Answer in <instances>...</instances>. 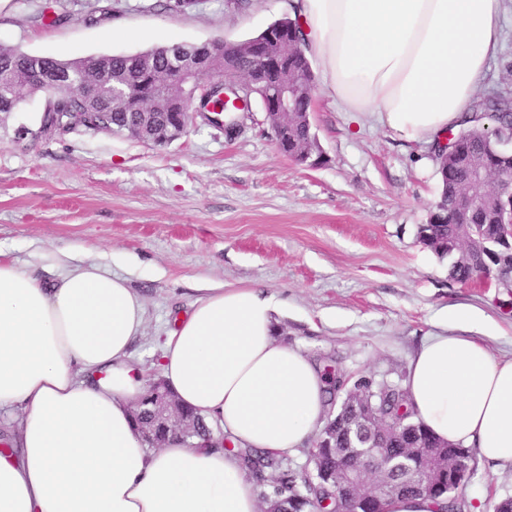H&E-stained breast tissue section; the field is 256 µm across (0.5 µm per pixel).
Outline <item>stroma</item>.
I'll return each instance as SVG.
<instances>
[{"label":"stroma","instance_id":"obj_1","mask_svg":"<svg viewBox=\"0 0 512 512\" xmlns=\"http://www.w3.org/2000/svg\"><path fill=\"white\" fill-rule=\"evenodd\" d=\"M106 16L89 20L94 3ZM45 0H0V44L34 56L72 59L148 48L246 41L287 14L288 0H192L178 11L158 0H67L69 17L43 18ZM502 47L478 99L512 97V0ZM44 95L0 114V250L41 280L55 269L40 254L91 253L145 304L132 360L151 365L175 315L210 288H259L281 302L276 336L332 377L403 384L422 340L466 334L512 358V288L461 284L420 241L440 195L433 148L404 144L315 93L309 119L325 157L309 168L282 153L260 100L240 129L196 121L157 146L108 132L19 140ZM463 308L481 311L461 323ZM455 495L463 512H493L512 498V469L479 458Z\"/></svg>","mask_w":512,"mask_h":512}]
</instances>
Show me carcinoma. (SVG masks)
<instances>
[{
	"label": "carcinoma",
	"mask_w": 512,
	"mask_h": 512,
	"mask_svg": "<svg viewBox=\"0 0 512 512\" xmlns=\"http://www.w3.org/2000/svg\"><path fill=\"white\" fill-rule=\"evenodd\" d=\"M170 50L158 47L132 55L98 56L62 60L52 57H34L8 46L0 47V112H10L14 104L25 95L46 93V81L54 83L57 91L50 93L48 111L57 120H72L85 116L87 112L97 113L98 120L112 127L114 133H126L134 113L146 112L157 134L178 122V114L169 110L163 100L155 94L168 76L167 58ZM476 113L472 114L475 124L460 131L464 139L460 154L464 159L475 153L481 155L489 167V178L493 187H485L489 202L472 210L469 224H493L497 221V185L512 179V153L503 149L504 143L512 140V102L501 95L479 101ZM309 103L297 104L299 121L292 126V151L294 156L304 151L306 145L315 140L312 128L305 122L304 112ZM441 180V193L433 213L438 223L426 228L430 237L420 236L423 245L440 257L450 256L447 250H438L437 245L451 241L458 250L468 246L466 233L451 225V209L456 197L466 188L464 169L453 153L435 154ZM481 258L477 257L471 267L451 262L449 277L464 283L480 268ZM381 414L402 423L399 432L384 441L390 453L397 455L403 448H409L418 441H424L432 448H446L448 455L462 453L460 446L446 445L430 435L422 425L411 421L408 411V394L397 385H383L381 394L376 396ZM345 441L335 448H316L318 466L321 472L331 474L339 463L340 449ZM240 463L250 476L264 473L275 483L277 509L279 512H323L340 507L334 495V488L327 484L296 483L295 472L288 466L282 455L259 451L253 448L236 450Z\"/></svg>",
	"instance_id": "1"
}]
</instances>
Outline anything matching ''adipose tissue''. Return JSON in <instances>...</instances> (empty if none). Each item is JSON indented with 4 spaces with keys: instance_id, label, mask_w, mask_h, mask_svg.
I'll use <instances>...</instances> for the list:
<instances>
[{
    "instance_id": "adipose-tissue-1",
    "label": "adipose tissue",
    "mask_w": 512,
    "mask_h": 512,
    "mask_svg": "<svg viewBox=\"0 0 512 512\" xmlns=\"http://www.w3.org/2000/svg\"><path fill=\"white\" fill-rule=\"evenodd\" d=\"M323 92L396 140L445 142L503 39L504 0H290ZM46 283L0 251V512H259L233 448L294 454L326 421L328 378L275 336L277 303L214 288L174 320L157 366L178 402L218 422L231 450L152 449L133 411L142 300L103 261L49 254ZM413 419L442 442L512 468V359L467 336L426 337L409 359Z\"/></svg>"
}]
</instances>
